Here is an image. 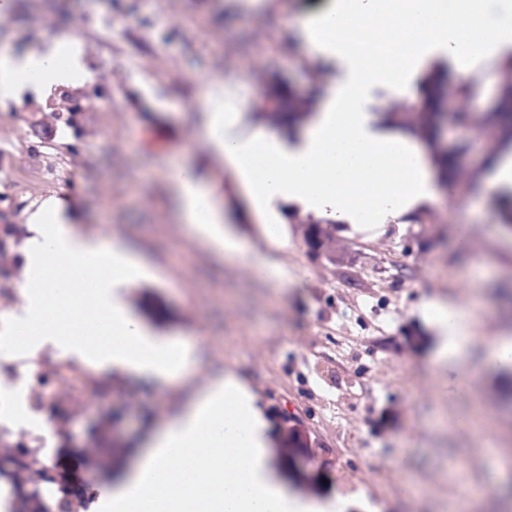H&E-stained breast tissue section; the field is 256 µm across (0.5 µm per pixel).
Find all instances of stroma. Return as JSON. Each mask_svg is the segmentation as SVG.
Instances as JSON below:
<instances>
[{
    "label": "stroma",
    "instance_id": "35a3bbf8",
    "mask_svg": "<svg viewBox=\"0 0 512 512\" xmlns=\"http://www.w3.org/2000/svg\"><path fill=\"white\" fill-rule=\"evenodd\" d=\"M0 45L22 51L46 39H80L91 74L77 90L0 101V240L9 277L0 278V310L20 302L17 250L26 212L50 195L65 201L77 227L125 237L146 254L155 275L130 289L137 315L197 356L195 386L233 372L280 436L277 416L300 422L310 456L285 467L298 495L349 502L347 512H407L400 490L428 491L425 512H457L483 484L489 437L512 443V366L466 364L480 387L488 436L457 424L473 387L453 388L436 362L438 328L422 311L433 299L466 308L479 300L473 334L489 344L512 335V229L497 236L493 196L439 195L384 233L334 227L341 262L314 260L304 229L312 214L257 216L203 142L200 93L205 79L245 100L250 125L277 127L263 99L272 80L304 95L335 82L301 30L333 0H9ZM221 184L224 222L243 250L276 265L263 279L233 255L192 239L172 209L171 166ZM61 167L62 181L45 174ZM81 395L69 403L58 448H108L122 475L134 451L185 400L179 382L115 378L76 365ZM468 456L467 478L453 465Z\"/></svg>",
    "mask_w": 512,
    "mask_h": 512
}]
</instances>
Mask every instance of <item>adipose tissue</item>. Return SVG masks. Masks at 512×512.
<instances>
[{"instance_id":"obj_1","label":"adipose tissue","mask_w":512,"mask_h":512,"mask_svg":"<svg viewBox=\"0 0 512 512\" xmlns=\"http://www.w3.org/2000/svg\"><path fill=\"white\" fill-rule=\"evenodd\" d=\"M362 21L378 28L377 41L356 34ZM303 30L317 59L338 66L342 76L296 143L248 128L243 113L225 111L219 92L201 106V137L253 210L264 214L274 200L349 227L367 211L370 228L378 229L432 203L438 174L428 147L382 126L363 103L378 85L420 101L428 61L437 54L469 67L489 62L488 74L496 76L512 56V0H336ZM89 75L77 39L49 40L22 53L0 50V99L18 105ZM172 185L174 207L195 237L216 252L235 250L221 228L219 189L184 168ZM27 223L18 283L23 302L10 313L15 330L6 351L30 359L47 350L111 374L147 382L178 377L190 387L186 403L113 489L109 512H346L344 499L305 500L272 476L267 423L233 374L192 388L193 352L154 335L130 309L125 289L151 273L124 239L82 234L53 196ZM425 310L452 341L440 348V362L453 368L470 361L469 319L441 300Z\"/></svg>"}]
</instances>
